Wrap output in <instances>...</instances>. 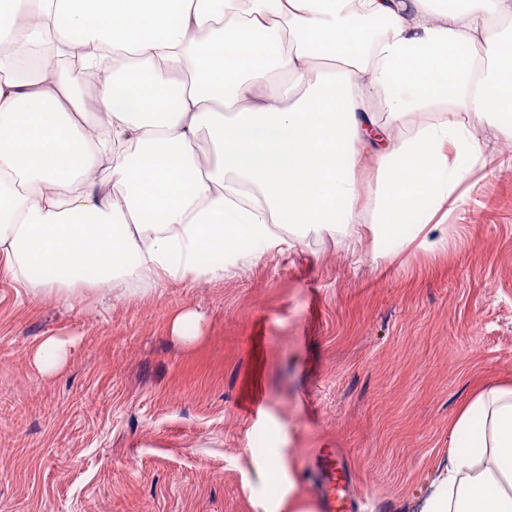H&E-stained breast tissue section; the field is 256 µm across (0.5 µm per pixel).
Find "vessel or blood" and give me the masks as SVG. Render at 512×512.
<instances>
[{
	"mask_svg": "<svg viewBox=\"0 0 512 512\" xmlns=\"http://www.w3.org/2000/svg\"><path fill=\"white\" fill-rule=\"evenodd\" d=\"M312 494L318 512H358L360 500L354 481L339 449L323 448L308 463Z\"/></svg>",
	"mask_w": 512,
	"mask_h": 512,
	"instance_id": "obj_1",
	"label": "vessel or blood"
}]
</instances>
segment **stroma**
Returning a JSON list of instances; mask_svg holds the SVG:
<instances>
[{
	"instance_id": "obj_1",
	"label": "stroma",
	"mask_w": 512,
	"mask_h": 512,
	"mask_svg": "<svg viewBox=\"0 0 512 512\" xmlns=\"http://www.w3.org/2000/svg\"><path fill=\"white\" fill-rule=\"evenodd\" d=\"M487 137L495 161L431 251L392 237L376 258L312 228L221 279L104 305L0 273V512H265L280 469L318 512L323 446L363 512H421L461 408L512 382V138ZM70 340L59 336L47 337L36 351V360L46 369L55 368L61 361Z\"/></svg>"
}]
</instances>
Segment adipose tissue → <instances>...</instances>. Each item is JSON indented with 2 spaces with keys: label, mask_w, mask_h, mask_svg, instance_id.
Here are the masks:
<instances>
[{
  "label": "adipose tissue",
  "mask_w": 512,
  "mask_h": 512,
  "mask_svg": "<svg viewBox=\"0 0 512 512\" xmlns=\"http://www.w3.org/2000/svg\"><path fill=\"white\" fill-rule=\"evenodd\" d=\"M511 19L512 0H0V268L108 299L222 278L285 229L433 248L486 128L512 136ZM51 39L111 48L92 95L22 68ZM450 438L422 512H512V385L477 392Z\"/></svg>",
  "instance_id": "1"
}]
</instances>
